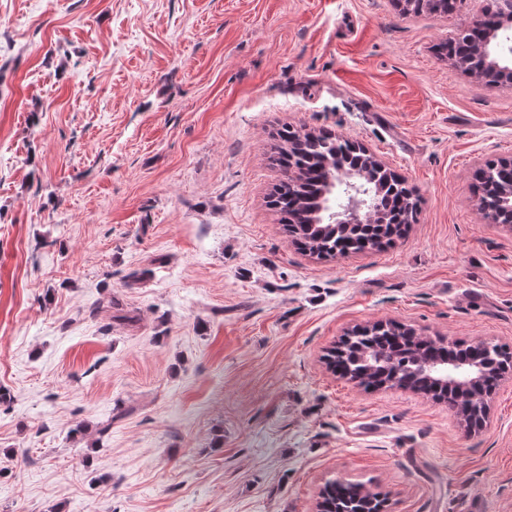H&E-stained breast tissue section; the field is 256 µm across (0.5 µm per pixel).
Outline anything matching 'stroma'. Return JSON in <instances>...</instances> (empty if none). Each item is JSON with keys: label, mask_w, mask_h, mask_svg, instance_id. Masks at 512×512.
<instances>
[{"label": "stroma", "mask_w": 512, "mask_h": 512, "mask_svg": "<svg viewBox=\"0 0 512 512\" xmlns=\"http://www.w3.org/2000/svg\"><path fill=\"white\" fill-rule=\"evenodd\" d=\"M401 0H0V512H512V380L482 428L325 356L396 321L512 347V83ZM415 188L405 237L301 252L270 194L282 127ZM125 314L118 320L110 301ZM501 197L506 204H512V182L503 183L501 188ZM484 202L485 207L490 208L492 211L498 212V217L501 224H512V210H509L500 199L499 187L497 183L485 180L482 176L481 182V195L478 199V208L481 212V202ZM362 486H356L351 484H334V488L331 491H328L325 495L321 494V501L316 504L317 508L322 507L324 511L319 512H336L332 511V508L336 509L337 502L342 504H352L357 507L359 502L366 498H380L381 494L379 492H371L367 490L369 493H364L361 491Z\"/></svg>", "instance_id": "1"}]
</instances>
